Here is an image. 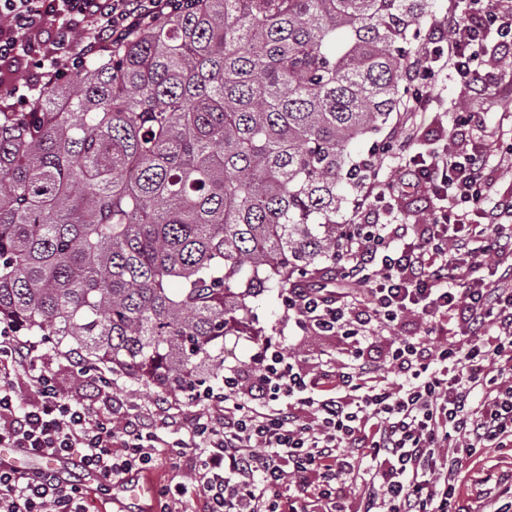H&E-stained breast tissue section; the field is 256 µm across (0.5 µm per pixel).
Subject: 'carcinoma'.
<instances>
[{"label": "carcinoma", "mask_w": 512, "mask_h": 512, "mask_svg": "<svg viewBox=\"0 0 512 512\" xmlns=\"http://www.w3.org/2000/svg\"><path fill=\"white\" fill-rule=\"evenodd\" d=\"M428 0H187L0 116V318L162 390L336 264Z\"/></svg>", "instance_id": "carcinoma-1"}]
</instances>
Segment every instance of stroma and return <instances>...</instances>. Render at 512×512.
<instances>
[{
	"mask_svg": "<svg viewBox=\"0 0 512 512\" xmlns=\"http://www.w3.org/2000/svg\"><path fill=\"white\" fill-rule=\"evenodd\" d=\"M510 73L512 56L495 67L481 69L478 82L466 93L461 92L451 76L440 75L438 81L430 86L428 104L416 117L419 130L417 151L430 155L442 150L448 141V130L455 119L456 110L462 105L467 111L479 113L483 118L481 138L491 144L495 155L505 154L508 144L512 143V130L502 125L504 113L512 112V88L504 81L505 75ZM392 132L391 126L385 127L375 139L359 140L351 146L355 154L372 152V160L380 168L379 177L387 182L400 180L403 174L401 166L384 148L385 143L391 142ZM256 331L269 336L287 337L291 350L312 363L326 356L337 362L342 359L340 337L301 333L294 322L289 321L276 293L268 292L252 303L249 332L225 337V363L249 368L255 352L252 334ZM39 342L46 354L47 367L59 378L64 389L72 391L77 401L101 403L96 373L76 377L67 361V348L57 347L56 339L52 336L40 337ZM112 390L121 399L134 402L138 412L157 419L169 414L184 419L190 415L186 396L179 391L163 393L155 387L133 382L120 373L114 376ZM505 470L512 471V450L485 449L465 472L460 485L461 495L475 493L477 482L486 474H499Z\"/></svg>",
	"mask_w": 512,
	"mask_h": 512,
	"instance_id": "obj_1",
	"label": "stroma"
}]
</instances>
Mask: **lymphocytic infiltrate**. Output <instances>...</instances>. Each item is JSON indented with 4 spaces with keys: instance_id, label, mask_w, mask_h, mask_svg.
<instances>
[{
    "instance_id": "f902f5d3",
    "label": "lymphocytic infiltrate",
    "mask_w": 512,
    "mask_h": 512,
    "mask_svg": "<svg viewBox=\"0 0 512 512\" xmlns=\"http://www.w3.org/2000/svg\"><path fill=\"white\" fill-rule=\"evenodd\" d=\"M184 0H0V65L28 71L10 95L12 111H30L50 85L68 80L103 44L126 42L143 26L179 11ZM407 75L413 110L425 85L449 71L470 91L483 46L512 38V0H451ZM481 122L461 113L448 145L415 153L411 120L393 134L406 175L428 185L434 202L423 223H384L400 187L371 176L354 202L352 229L336 251L343 287L304 284L283 302L306 333L336 335L346 359L311 366L283 339L265 336L252 370L230 366L221 385L192 392V424L173 441L155 422L109 415L72 399L45 366L37 344L0 321V448L61 457L104 480L149 469L160 449L179 450L190 484H176L161 512H180L195 486L202 512H512V474L459 501L460 477L484 448L512 447V199L488 204L489 154L468 132ZM494 280L474 274L481 257ZM418 320L455 341L432 348L407 335ZM391 332L395 379L377 381L367 350ZM25 384H18V374ZM29 388L33 399L21 396ZM359 480L357 505L344 501L340 475ZM295 482L297 494L279 490ZM81 484L50 468H0V512H90Z\"/></svg>"
}]
</instances>
